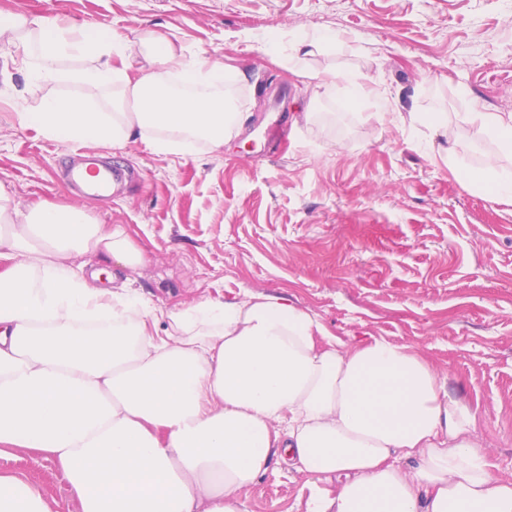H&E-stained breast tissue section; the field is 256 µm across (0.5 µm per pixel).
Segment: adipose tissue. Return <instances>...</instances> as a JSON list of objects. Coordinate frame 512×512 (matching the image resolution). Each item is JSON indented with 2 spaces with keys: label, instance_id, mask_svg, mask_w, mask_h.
<instances>
[{
  "label": "adipose tissue",
  "instance_id": "1",
  "mask_svg": "<svg viewBox=\"0 0 512 512\" xmlns=\"http://www.w3.org/2000/svg\"><path fill=\"white\" fill-rule=\"evenodd\" d=\"M0 46L33 83L72 80L108 111L67 94L21 113L60 141L153 152L223 150L245 115L224 66L186 57L153 30L130 38L0 12ZM91 66L65 73L68 59ZM496 142L481 164L449 171L512 205V117L473 112ZM84 255L112 261L85 271ZM0 458L26 448L53 460L80 512H246L242 494L271 456L319 480L307 512H512V479L494 476L472 437L475 416L408 346L383 338L346 348L283 297L204 296L161 308L129 286L145 261L123 225L85 207L12 204L0 182ZM0 512H50L23 474L0 471Z\"/></svg>",
  "mask_w": 512,
  "mask_h": 512
}]
</instances>
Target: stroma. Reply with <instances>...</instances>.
<instances>
[{"mask_svg":"<svg viewBox=\"0 0 512 512\" xmlns=\"http://www.w3.org/2000/svg\"><path fill=\"white\" fill-rule=\"evenodd\" d=\"M1 10L165 33L185 56L223 62L249 115L220 154L201 142L176 156L137 138L116 153L47 140L19 113L80 86L27 82L0 48V182L19 209L83 205L97 223L124 225L149 257L133 286L155 305L273 294L346 346L411 347L474 412L494 473L512 477V205L462 183L441 159L447 136L410 119L447 113L465 165L493 151L466 115L512 113V0H0ZM323 31L345 41L306 68L360 73L372 96L348 102L344 83L325 93L272 62V46ZM286 113L296 135L274 156L264 131ZM82 153L124 170L111 196L62 178ZM0 469L80 512L43 455L17 448ZM309 495V477L275 457L243 500L247 512H307Z\"/></svg>","mask_w":512,"mask_h":512,"instance_id":"obj_1","label":"stroma"}]
</instances>
